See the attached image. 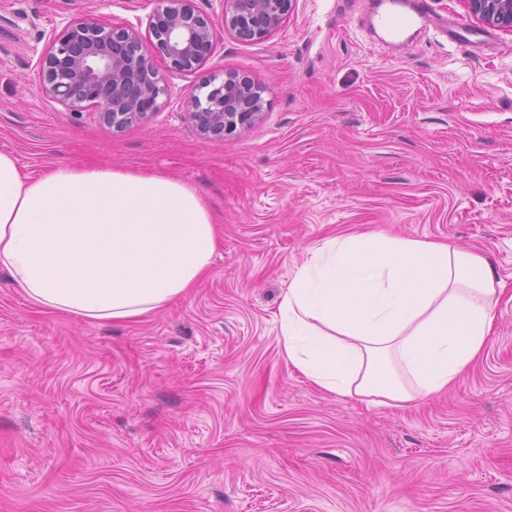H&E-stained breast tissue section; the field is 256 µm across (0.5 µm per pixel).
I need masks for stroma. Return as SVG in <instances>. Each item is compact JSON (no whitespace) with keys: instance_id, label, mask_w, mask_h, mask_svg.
<instances>
[{"instance_id":"1","label":"stroma","mask_w":512,"mask_h":512,"mask_svg":"<svg viewBox=\"0 0 512 512\" xmlns=\"http://www.w3.org/2000/svg\"><path fill=\"white\" fill-rule=\"evenodd\" d=\"M157 0H0V150L95 161L202 195L219 246L193 293L121 323L34 306L0 270V512H512V32L426 27L381 56L362 0H297L268 40L218 32L122 129L42 96L48 35L146 23ZM265 114L199 135L187 97L226 72ZM384 233L488 258L505 286L482 356L404 408L312 386L277 313L308 247Z\"/></svg>"}]
</instances>
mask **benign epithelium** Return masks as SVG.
<instances>
[{
    "instance_id": "7a95c632",
    "label": "benign epithelium",
    "mask_w": 512,
    "mask_h": 512,
    "mask_svg": "<svg viewBox=\"0 0 512 512\" xmlns=\"http://www.w3.org/2000/svg\"><path fill=\"white\" fill-rule=\"evenodd\" d=\"M297 0H223L224 30L242 43L272 36ZM468 16L512 31V0H462ZM149 36L132 24L113 25L97 17L53 31L39 60L42 93L68 109L96 107L103 126L120 128L158 108L160 86L154 54L168 68L190 72L213 53L216 23L199 14L193 0H161L147 19ZM264 89L247 76L225 73L206 103L190 96L188 115L201 135L222 140L237 127L261 119Z\"/></svg>"
}]
</instances>
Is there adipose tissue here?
I'll return each mask as SVG.
<instances>
[{
  "instance_id": "1",
  "label": "adipose tissue",
  "mask_w": 512,
  "mask_h": 512,
  "mask_svg": "<svg viewBox=\"0 0 512 512\" xmlns=\"http://www.w3.org/2000/svg\"><path fill=\"white\" fill-rule=\"evenodd\" d=\"M218 247L204 200L171 176L60 163L36 176L0 152V269L37 307L122 323L185 296ZM279 306L289 363L340 397L401 406L484 351L498 305L487 258L385 234L331 237Z\"/></svg>"
}]
</instances>
